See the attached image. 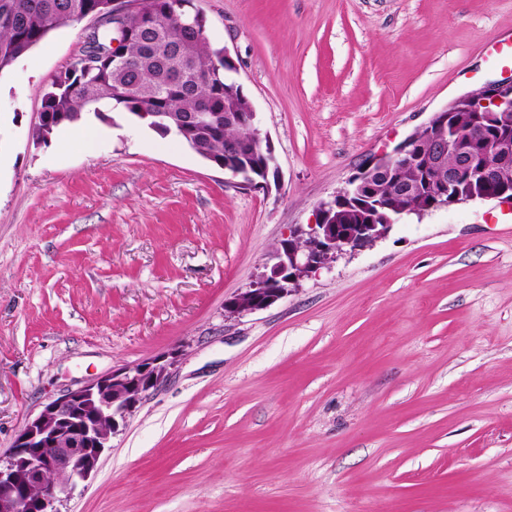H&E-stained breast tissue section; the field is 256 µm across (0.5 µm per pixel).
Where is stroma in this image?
<instances>
[{
    "instance_id": "obj_1",
    "label": "stroma",
    "mask_w": 512,
    "mask_h": 512,
    "mask_svg": "<svg viewBox=\"0 0 512 512\" xmlns=\"http://www.w3.org/2000/svg\"><path fill=\"white\" fill-rule=\"evenodd\" d=\"M279 170L128 111L35 142L88 21L0 72V454L51 399L178 352L62 512H512V205L408 217L235 319L317 204L512 65V0H194Z\"/></svg>"
}]
</instances>
